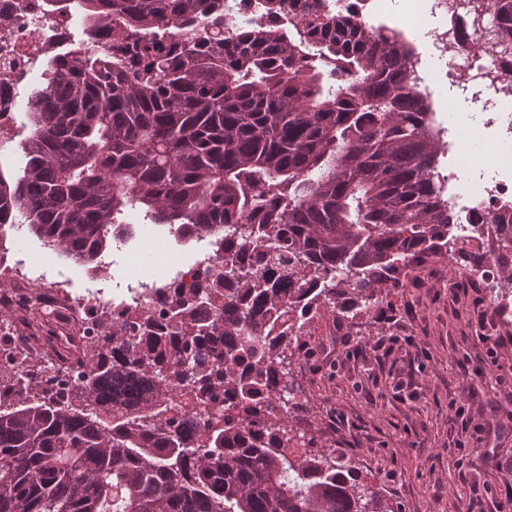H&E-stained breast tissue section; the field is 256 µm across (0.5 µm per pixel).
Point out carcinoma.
Instances as JSON below:
<instances>
[{
    "label": "carcinoma",
    "mask_w": 512,
    "mask_h": 512,
    "mask_svg": "<svg viewBox=\"0 0 512 512\" xmlns=\"http://www.w3.org/2000/svg\"><path fill=\"white\" fill-rule=\"evenodd\" d=\"M136 46L67 55L32 97L26 164L0 169V225L23 223L79 265L130 234L124 216L224 238V275L171 296L167 341L150 321L101 326L123 360L87 357L85 397L112 380L134 417L71 403L0 399V512H385L351 462L295 428L289 359L327 312L366 314L408 266L448 253L455 215L438 172L444 145L415 91L414 48L322 0H255L259 20L225 22V0H48ZM512 42V0H489ZM288 16V25L260 19ZM179 27L170 55L158 44ZM218 409L197 442L177 395ZM224 409H219V403Z\"/></svg>",
    "instance_id": "1"
}]
</instances>
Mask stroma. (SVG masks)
Segmentation results:
<instances>
[{
    "mask_svg": "<svg viewBox=\"0 0 512 512\" xmlns=\"http://www.w3.org/2000/svg\"><path fill=\"white\" fill-rule=\"evenodd\" d=\"M406 0L372 20L403 22L425 48L423 65L444 68L428 51L434 19L406 12ZM34 273L91 287L85 267L15 234ZM132 261L113 252L108 288L128 278L174 273L197 257L195 243L142 226ZM294 356L301 387L299 426L318 448L350 458L388 512H497L512 497V324L494 319L483 288L451 275L448 259L412 267L401 288L356 321L316 318Z\"/></svg>",
    "mask_w": 512,
    "mask_h": 512,
    "instance_id": "obj_1",
    "label": "stroma"
}]
</instances>
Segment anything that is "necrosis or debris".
Wrapping results in <instances>:
<instances>
[{
	"label": "necrosis or debris",
	"mask_w": 512,
	"mask_h": 512,
	"mask_svg": "<svg viewBox=\"0 0 512 512\" xmlns=\"http://www.w3.org/2000/svg\"><path fill=\"white\" fill-rule=\"evenodd\" d=\"M423 2L430 17L440 21L433 45L447 59L444 69L433 74V81L451 83L476 110L495 109V116L483 125L495 128L496 151L511 148L512 111L505 105L512 101V48L495 39L488 15H474L461 7V0ZM77 21L75 13L51 10L46 0H0V151L13 141L15 115L28 111L29 92L34 81L44 77L46 62L72 48ZM449 178L457 187L453 209L469 218L468 223L448 227L454 245L449 261L460 276L484 288L498 322L511 323L512 297L502 292L504 282L492 242L512 239V228L497 231L489 224L471 223L470 218L512 202V175L476 173L469 156L462 154ZM223 272L224 265L210 246L174 274L136 281L117 298L98 287L78 293L66 282L48 281L43 274L25 278L21 284L0 290V306L12 313L10 321L0 324V351L49 372V380L38 388L41 398L52 400L66 393L82 400L87 415L111 412V405L83 399L79 389L88 346L99 345L106 364L119 363L122 357L121 341L97 344L99 321L146 319L170 329L167 297Z\"/></svg>",
	"instance_id": "necrosis-or-debris-1"
}]
</instances>
